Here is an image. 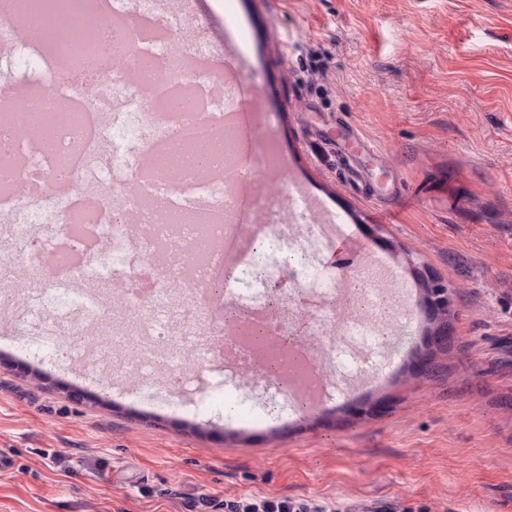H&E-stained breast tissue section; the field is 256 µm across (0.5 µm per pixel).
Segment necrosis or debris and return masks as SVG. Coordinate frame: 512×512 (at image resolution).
<instances>
[{"mask_svg": "<svg viewBox=\"0 0 512 512\" xmlns=\"http://www.w3.org/2000/svg\"><path fill=\"white\" fill-rule=\"evenodd\" d=\"M93 2L89 27L56 43L0 19V66L19 70L0 85V228L16 244L0 253V306L43 283L10 341L91 371L125 348L128 373L167 369L177 395L212 338L242 344L254 311L267 312L268 335H293V316L269 315L266 291L291 255L293 282L309 293L304 345L272 348L255 383L314 403L335 377L395 355L409 326L379 288L381 268L362 264L357 289L340 292L322 263L325 227L298 207L291 223L256 230L229 266L221 286L238 296L234 313L201 301L220 285L211 268L242 218L224 164L230 92L206 42L171 37L180 16L159 0ZM335 296L344 317L324 307Z\"/></svg>", "mask_w": 512, "mask_h": 512, "instance_id": "obj_1", "label": "necrosis or debris"}]
</instances>
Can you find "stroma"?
I'll return each instance as SVG.
<instances>
[{
  "label": "stroma",
  "instance_id": "1",
  "mask_svg": "<svg viewBox=\"0 0 512 512\" xmlns=\"http://www.w3.org/2000/svg\"><path fill=\"white\" fill-rule=\"evenodd\" d=\"M198 0L189 19L231 43L252 91L246 165L278 156L258 189L305 191L332 225L325 264L343 286L362 256L396 266L419 299L424 265L451 294V348L403 353L315 411L237 429L223 402L150 408L126 378L86 383L60 362L18 370L0 346V512H225L240 498L322 512H512V0ZM381 156L347 181L330 139Z\"/></svg>",
  "mask_w": 512,
  "mask_h": 512
}]
</instances>
